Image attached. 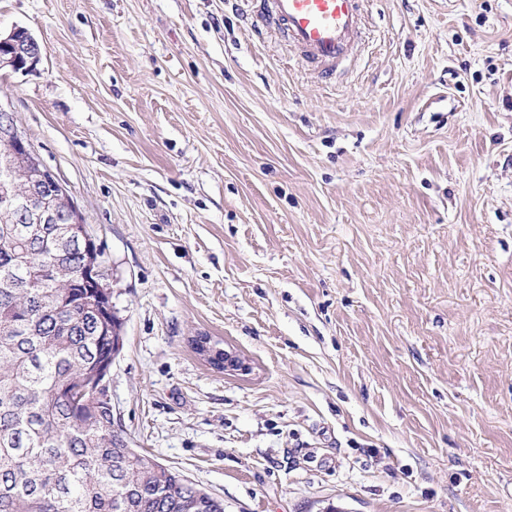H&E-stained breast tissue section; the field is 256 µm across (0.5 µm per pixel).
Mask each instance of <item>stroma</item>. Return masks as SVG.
<instances>
[{"instance_id": "obj_1", "label": "stroma", "mask_w": 512, "mask_h": 512, "mask_svg": "<svg viewBox=\"0 0 512 512\" xmlns=\"http://www.w3.org/2000/svg\"><path fill=\"white\" fill-rule=\"evenodd\" d=\"M254 9L0 0L42 48L0 105L123 322L115 422L224 512H512V0H366L332 82Z\"/></svg>"}]
</instances>
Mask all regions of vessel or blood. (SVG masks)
Returning <instances> with one entry per match:
<instances>
[{
    "instance_id": "obj_1",
    "label": "vessel or blood",
    "mask_w": 512,
    "mask_h": 512,
    "mask_svg": "<svg viewBox=\"0 0 512 512\" xmlns=\"http://www.w3.org/2000/svg\"><path fill=\"white\" fill-rule=\"evenodd\" d=\"M362 0H266L260 20L332 75L362 35Z\"/></svg>"
}]
</instances>
